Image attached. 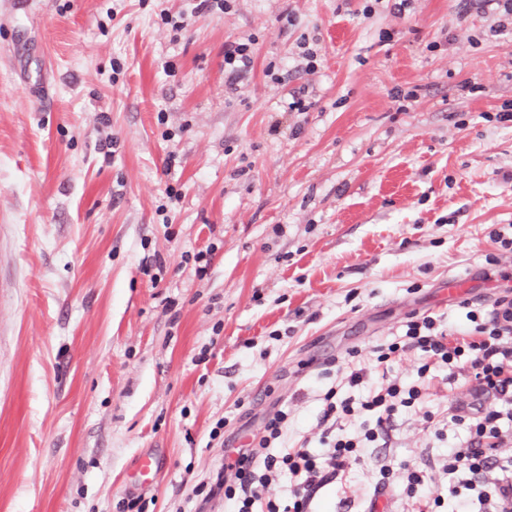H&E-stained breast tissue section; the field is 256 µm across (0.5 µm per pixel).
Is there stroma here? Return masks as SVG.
<instances>
[{
	"label": "stroma",
	"mask_w": 512,
	"mask_h": 512,
	"mask_svg": "<svg viewBox=\"0 0 512 512\" xmlns=\"http://www.w3.org/2000/svg\"><path fill=\"white\" fill-rule=\"evenodd\" d=\"M14 3L0 0V512L132 497L225 512L194 490L269 413L287 408L288 444L317 449L325 359L395 340L414 313L467 327L448 282L498 296L486 259L512 266L491 238L512 232V122L493 117L512 100V36L463 0H413L401 20L363 19L364 0ZM250 37L254 67L231 79L224 45ZM302 86L308 111H288ZM398 88L418 96L399 105ZM420 389L440 414L470 399L442 371ZM461 436L400 410L312 512H417L381 466L417 464L447 495L438 468Z\"/></svg>",
	"instance_id": "1"
}]
</instances>
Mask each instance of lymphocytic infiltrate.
Wrapping results in <instances>:
<instances>
[{"label":"lymphocytic infiltrate","mask_w":512,"mask_h":512,"mask_svg":"<svg viewBox=\"0 0 512 512\" xmlns=\"http://www.w3.org/2000/svg\"><path fill=\"white\" fill-rule=\"evenodd\" d=\"M460 306L471 323L464 335L443 329L440 316H413L399 340L374 345L366 353L375 367L385 369L415 351L426 359L417 377H426L437 364L446 368L449 382L466 378L472 404L448 407L451 421L463 426L466 435L449 449L441 470L449 491L461 484L478 491L476 499L459 500L456 512H512V455L505 452L512 444V289H505L485 313L467 300ZM420 398L417 386L396 379L360 401L338 398L335 387H328L321 398L320 451L315 455L287 446L289 413L276 410L265 418L261 436L236 449L227 470L217 472L206 496L223 497L232 512H254L259 503L263 512H310L318 490L359 460L360 448L386 437L399 409L414 407ZM366 414L373 417V427L354 435L337 432L338 421L355 422ZM284 474L290 478L287 497L266 498L267 487Z\"/></svg>","instance_id":"lymphocytic-infiltrate-1"}]
</instances>
